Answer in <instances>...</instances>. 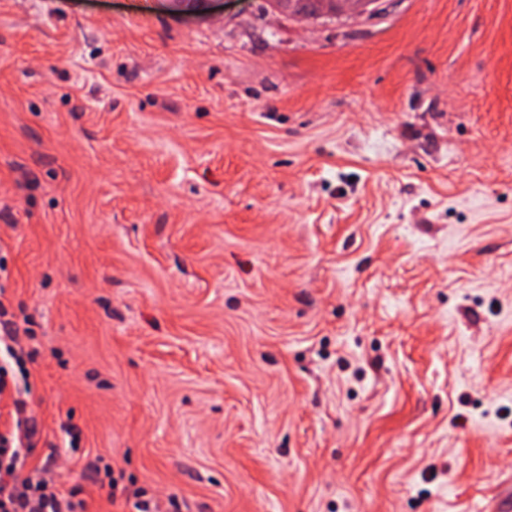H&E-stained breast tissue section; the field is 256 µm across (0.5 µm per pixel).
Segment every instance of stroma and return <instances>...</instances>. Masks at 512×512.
Here are the masks:
<instances>
[{"label":"stroma","instance_id":"35a3bbf8","mask_svg":"<svg viewBox=\"0 0 512 512\" xmlns=\"http://www.w3.org/2000/svg\"><path fill=\"white\" fill-rule=\"evenodd\" d=\"M0 262L88 512H512V0H0Z\"/></svg>","mask_w":512,"mask_h":512}]
</instances>
